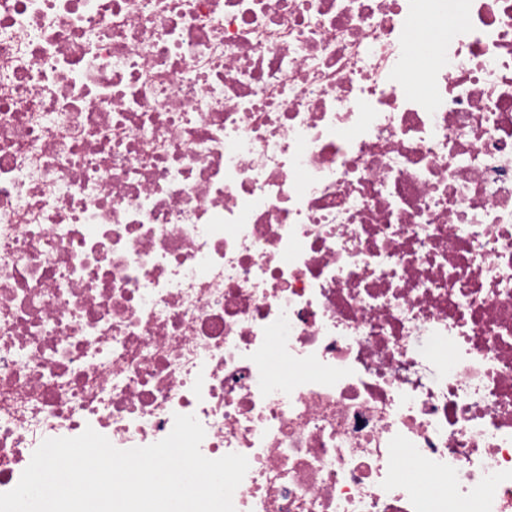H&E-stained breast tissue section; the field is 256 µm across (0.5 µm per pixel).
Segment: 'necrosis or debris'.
Masks as SVG:
<instances>
[{
  "label": "necrosis or debris",
  "mask_w": 512,
  "mask_h": 512,
  "mask_svg": "<svg viewBox=\"0 0 512 512\" xmlns=\"http://www.w3.org/2000/svg\"><path fill=\"white\" fill-rule=\"evenodd\" d=\"M178 413L236 512H512V0H0V493Z\"/></svg>",
  "instance_id": "1"
}]
</instances>
